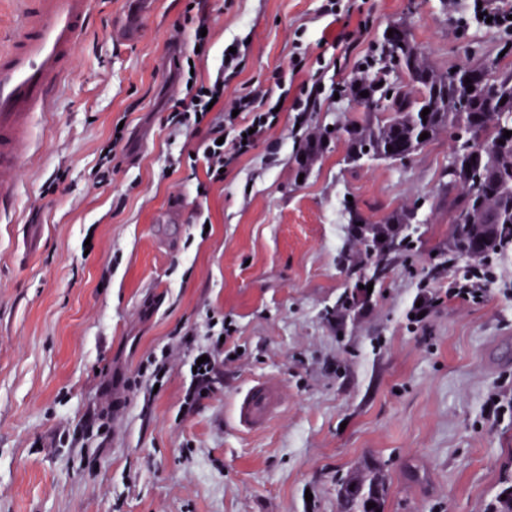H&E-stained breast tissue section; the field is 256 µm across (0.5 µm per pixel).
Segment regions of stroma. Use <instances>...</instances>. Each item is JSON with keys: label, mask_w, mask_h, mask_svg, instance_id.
Instances as JSON below:
<instances>
[{"label": "stroma", "mask_w": 512, "mask_h": 512, "mask_svg": "<svg viewBox=\"0 0 512 512\" xmlns=\"http://www.w3.org/2000/svg\"><path fill=\"white\" fill-rule=\"evenodd\" d=\"M324 2L153 0L139 34L120 40L112 30L135 0H95L0 223V512H338L337 478L367 459L386 470V512H485L498 492L512 462V249L494 254L499 280L481 301L445 299L470 266L448 262V209L432 206L447 135L405 161L357 165L333 137L301 180L294 153L357 111L348 83L376 75L390 23L405 22L441 68L493 58L512 37L460 29L469 0H339L334 16ZM202 11L197 79L241 45L225 99L274 88L297 51L308 67L291 94L321 87L314 108L281 112L217 183L182 164L197 137L166 121L184 94L173 54L191 53ZM362 20L358 42L339 40ZM119 120L125 139L101 184L99 150ZM347 196L375 219L418 204L421 242L340 325L329 311L354 280L332 219ZM213 313L235 333L214 391L186 415V364ZM165 349L172 368L145 401L139 364ZM258 380L283 403L250 432L233 406ZM107 384L121 403L111 431L84 435Z\"/></svg>", "instance_id": "obj_1"}]
</instances>
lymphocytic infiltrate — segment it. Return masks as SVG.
<instances>
[{"instance_id":"lymphocytic-infiltrate-1","label":"lymphocytic infiltrate","mask_w":512,"mask_h":512,"mask_svg":"<svg viewBox=\"0 0 512 512\" xmlns=\"http://www.w3.org/2000/svg\"><path fill=\"white\" fill-rule=\"evenodd\" d=\"M239 66V54H231L230 58L222 60L215 77L189 85L185 96L173 102L167 116L168 125L175 130L211 127L212 137L193 146L194 156L188 164L192 167L204 164L212 182L223 181V168L237 163L265 139L278 119L277 104L288 102L297 109L305 103L314 104L319 95L317 86L306 84L301 87L300 97L294 99L283 93L274 96L270 91L256 88L234 99L230 111L210 114L209 104L214 100L223 101L224 85L238 74ZM496 278L491 260L483 259L475 263L467 275L450 279L445 296L451 300H481L487 284L495 282ZM231 336L230 325L223 318H209L208 342L197 350L205 362L202 371L191 376L181 406L183 413L194 411L202 394L214 390L219 368L224 363V341Z\"/></svg>"}]
</instances>
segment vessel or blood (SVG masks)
Listing matches in <instances>:
<instances>
[{
    "mask_svg": "<svg viewBox=\"0 0 512 512\" xmlns=\"http://www.w3.org/2000/svg\"><path fill=\"white\" fill-rule=\"evenodd\" d=\"M12 23L0 30V201L13 198L8 177L23 160L35 113L50 112L71 57L89 25L93 0H17ZM273 385L252 383L236 402L239 425L262 427L278 408Z\"/></svg>",
    "mask_w": 512,
    "mask_h": 512,
    "instance_id": "1",
    "label": "vessel or blood"
}]
</instances>
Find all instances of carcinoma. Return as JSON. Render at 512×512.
Returning <instances> with one entry per match:
<instances>
[{
	"label": "carcinoma",
	"instance_id": "obj_1",
	"mask_svg": "<svg viewBox=\"0 0 512 512\" xmlns=\"http://www.w3.org/2000/svg\"><path fill=\"white\" fill-rule=\"evenodd\" d=\"M385 36L389 62L405 76L396 87L381 85L382 79L355 81L350 85L354 100L364 113L353 116L336 129L345 137L346 159L393 160L411 155L440 134H448L454 150L448 160V182L442 192L448 197L451 232L448 252L478 261L512 246V139L503 128H512V46L504 56L481 64L465 63L441 69L430 60L401 23L391 25ZM492 88L484 90V78ZM474 90L467 91L466 79ZM366 91L368 96L360 93ZM391 94L387 111L376 112V99ZM430 109L421 117L424 109ZM428 133V138L420 139ZM329 131L316 132L299 147L296 174H308L322 158ZM348 239L360 256H376L372 278H386L395 259L412 250L411 225L416 223L417 206L391 209L379 221L364 216L354 204H346ZM364 300L355 291H345L336 300L334 315L342 320L357 315ZM388 493L383 467L372 461L336 480L339 512H385ZM375 507L367 508V503ZM487 512H512V470L504 469L500 490L488 504Z\"/></svg>",
	"mask_w": 512,
	"mask_h": 512
}]
</instances>
